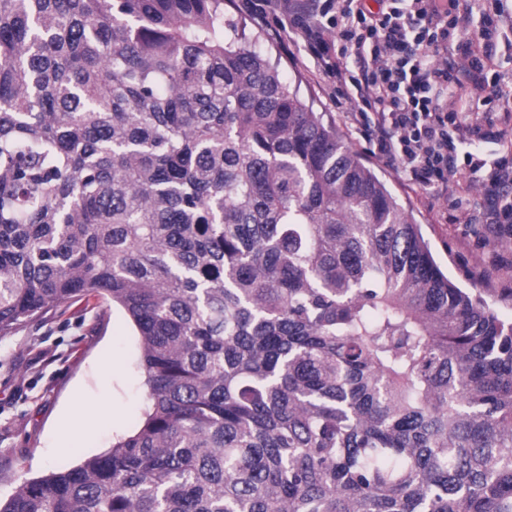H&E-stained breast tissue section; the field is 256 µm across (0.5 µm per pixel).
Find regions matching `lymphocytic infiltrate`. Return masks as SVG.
<instances>
[{"label": "lymphocytic infiltrate", "instance_id": "lymphocytic-infiltrate-1", "mask_svg": "<svg viewBox=\"0 0 512 512\" xmlns=\"http://www.w3.org/2000/svg\"><path fill=\"white\" fill-rule=\"evenodd\" d=\"M246 0L273 38L302 43L334 101L353 103L351 125L412 184L444 197L462 174L493 183L488 218L512 223V163L487 161L512 102L497 69L504 0Z\"/></svg>", "mask_w": 512, "mask_h": 512}]
</instances>
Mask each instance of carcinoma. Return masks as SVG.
Wrapping results in <instances>:
<instances>
[{"label": "carcinoma", "instance_id": "1", "mask_svg": "<svg viewBox=\"0 0 512 512\" xmlns=\"http://www.w3.org/2000/svg\"><path fill=\"white\" fill-rule=\"evenodd\" d=\"M225 0H0V335L83 296L140 425L0 512H512V322Z\"/></svg>", "mask_w": 512, "mask_h": 512}]
</instances>
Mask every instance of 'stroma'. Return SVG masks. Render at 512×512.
I'll return each mask as SVG.
<instances>
[{
  "label": "stroma",
  "mask_w": 512,
  "mask_h": 512,
  "mask_svg": "<svg viewBox=\"0 0 512 512\" xmlns=\"http://www.w3.org/2000/svg\"><path fill=\"white\" fill-rule=\"evenodd\" d=\"M226 14L255 36V49L279 65L286 83L314 111L324 113L358 158L385 182L409 218L420 224L433 254L449 276L477 288L498 316L512 320V245L498 241L503 224H462L458 215L483 207L488 189L469 183L457 200L438 199L386 166L373 146L351 132L350 104L328 99L322 79L296 65L290 49L226 0ZM138 341L126 313L101 297L87 296L54 307L0 338V499L26 478L68 469L100 454L130 432L144 409V375ZM101 419L79 446L66 443L58 423L75 402Z\"/></svg>",
  "instance_id": "obj_1"
}]
</instances>
